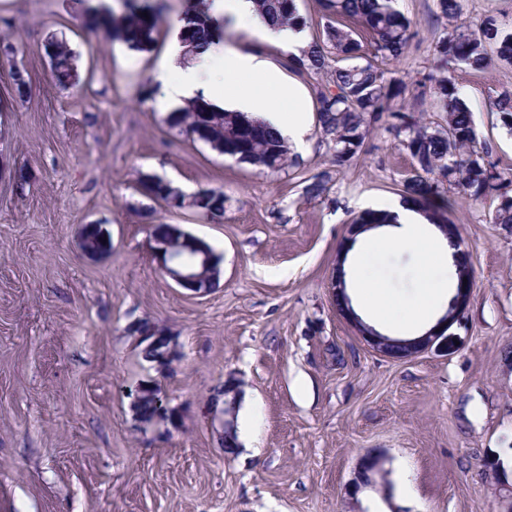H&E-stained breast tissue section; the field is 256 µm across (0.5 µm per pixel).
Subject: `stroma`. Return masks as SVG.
I'll return each instance as SVG.
<instances>
[{"label":"stroma","mask_w":512,"mask_h":512,"mask_svg":"<svg viewBox=\"0 0 512 512\" xmlns=\"http://www.w3.org/2000/svg\"><path fill=\"white\" fill-rule=\"evenodd\" d=\"M164 5L153 50L139 52L85 27L77 0H0V36L17 49L0 56V512H383L380 492H351L370 450L386 457L395 512H512V232L486 205L457 199L448 217L475 271L464 323L410 359L373 353L336 310V253L355 214L403 201L410 157L374 128L367 153L340 169L314 127L290 151L299 167L271 173L170 128L143 92L184 0ZM397 7L416 30L391 67L407 80L428 71L443 25L435 0ZM224 30L226 43L312 88L286 69L288 52ZM53 40L76 55L65 88ZM455 80L491 161L512 170V134L493 106L512 92V65ZM143 173L186 193L223 191V218L141 196ZM324 173L328 192L308 199L306 180ZM154 223L221 256L207 295L162 273ZM83 224L110 231V255L83 254ZM365 270L414 297L412 248L377 250ZM146 318L178 350L161 387L181 422L161 437L138 431L130 411L133 386L155 374L127 332ZM231 374L243 442L228 459L208 399Z\"/></svg>","instance_id":"obj_1"}]
</instances>
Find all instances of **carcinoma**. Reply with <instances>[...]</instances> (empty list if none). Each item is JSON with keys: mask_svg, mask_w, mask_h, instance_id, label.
I'll use <instances>...</instances> for the list:
<instances>
[{"mask_svg": "<svg viewBox=\"0 0 512 512\" xmlns=\"http://www.w3.org/2000/svg\"><path fill=\"white\" fill-rule=\"evenodd\" d=\"M397 0H319L320 21L311 46L286 62L297 74L310 77L330 73L326 83L316 86L315 107L321 142L333 151L336 166L348 167L365 152L370 129L382 127L412 159L402 192L409 202L429 214L433 224L448 223L452 203L449 194L489 205L491 220L512 228V173L488 160L489 150L480 141L473 113L448 73L459 66L483 71L496 60L512 62V28L495 15H487L476 27L455 24L460 0H436L438 17L446 20L443 36L434 48L430 72L415 80L388 77L382 64L403 58L414 38L412 21L396 8ZM264 19L282 27L308 25L296 0H254ZM116 12H97L86 4L89 26L109 40L122 41L132 49L149 52L156 42L161 8L153 0H121ZM179 32L189 51L224 40V22L211 13V0H185ZM373 54L376 62L355 63ZM51 70L66 86L76 76L75 54L64 41L47 48ZM442 107L439 120L425 124L419 110L427 100ZM503 128L512 133V93L494 102ZM169 127L194 135L221 154L263 170L279 172L298 165L290 157L288 143L258 120L236 112L217 111L208 104H188L169 114ZM138 191L152 200H167L179 188L156 175L144 174ZM224 192L205 190L195 202V211L207 214L224 210ZM354 224H386L388 214L368 210L353 218ZM154 238L179 243L180 234L168 224H155ZM81 249L101 256L112 252L110 233L101 225L85 224L80 233ZM164 329L144 319L130 335L158 336L157 349L169 344ZM161 388L152 384L138 404L140 414L154 416Z\"/></svg>", "mask_w": 512, "mask_h": 512, "instance_id": "carcinoma-1", "label": "carcinoma"}]
</instances>
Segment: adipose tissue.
Listing matches in <instances>:
<instances>
[{
	"instance_id": "1",
	"label": "adipose tissue",
	"mask_w": 512,
	"mask_h": 512,
	"mask_svg": "<svg viewBox=\"0 0 512 512\" xmlns=\"http://www.w3.org/2000/svg\"><path fill=\"white\" fill-rule=\"evenodd\" d=\"M215 10L229 15L235 27L247 31L263 42L288 53L306 50L308 40L299 30L276 28L261 18L252 0H214ZM185 47L176 44L159 56L151 81L162 94L157 107L163 112L178 111L187 101L203 97L215 107L245 113L248 117L270 124L281 137L296 147H303L314 116L304 92L287 83L283 74L260 54L244 52L232 45L212 46L199 54L194 65L181 66L179 57ZM394 224L361 232L356 248L413 247L420 259L421 288L406 305L397 301L379 285L358 280L354 292L364 302L363 315L370 321L392 316L402 309L403 317L430 326L444 310L442 301L448 288L449 245L442 235L409 205H389Z\"/></svg>"
}]
</instances>
